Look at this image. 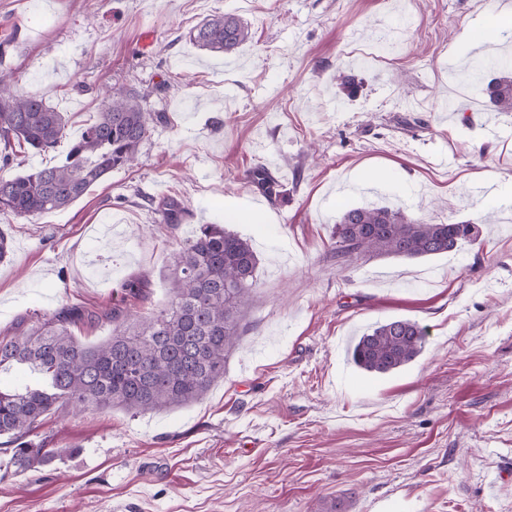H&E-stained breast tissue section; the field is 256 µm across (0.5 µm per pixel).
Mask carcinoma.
I'll return each instance as SVG.
<instances>
[{
  "label": "carcinoma",
  "instance_id": "obj_1",
  "mask_svg": "<svg viewBox=\"0 0 512 512\" xmlns=\"http://www.w3.org/2000/svg\"><path fill=\"white\" fill-rule=\"evenodd\" d=\"M190 40L210 52L231 55L251 40V32L238 16L224 13L201 24ZM495 64L503 74L489 85V97L498 110L512 112V57L498 58ZM10 80L9 73L0 72L3 214L29 217L68 207L113 170L132 166L151 123L164 118L145 111L136 95L115 88L60 164L13 175L11 164L19 154L57 146L68 119L42 98L13 93ZM248 179L264 194H275L277 183L266 169H251ZM181 211L174 199L157 209L164 224L177 223ZM479 238L480 225L472 222L421 224L399 208H353L336 223V257L348 265L364 257L412 260L440 256ZM257 267L248 240L218 224H201L174 256L164 307L132 321L127 308H112L105 318L115 327L100 343L74 336L75 309L1 339L0 371L24 365L35 375L21 387L0 389V436L15 444L12 465L27 472L54 462L59 450L27 439L52 412L121 408L137 414L201 399L224 377V360L237 342L241 309L255 287ZM426 342L425 327L398 319L369 328L350 357L359 369L386 375L414 361Z\"/></svg>",
  "mask_w": 512,
  "mask_h": 512
}]
</instances>
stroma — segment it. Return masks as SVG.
I'll use <instances>...</instances> for the list:
<instances>
[{
  "label": "stroma",
  "mask_w": 512,
  "mask_h": 512,
  "mask_svg": "<svg viewBox=\"0 0 512 512\" xmlns=\"http://www.w3.org/2000/svg\"><path fill=\"white\" fill-rule=\"evenodd\" d=\"M502 0H0V69L69 118L65 138L14 172L57 165L104 92L163 113L138 162L69 207L0 213V338L64 308L99 342L124 283L167 273L199 225L248 239L257 283L224 376L199 401L133 415H47L32 432L61 454L8 468L0 512H512V114L490 136L482 82L458 85L471 28ZM238 15L251 40L231 59L189 31ZM265 167L267 197L246 180ZM182 205L157 221L161 201ZM395 206L427 224H489L449 256L334 250L342 213ZM396 318L428 331L387 375L349 341Z\"/></svg>",
  "instance_id": "35a3bbf8"
}]
</instances>
